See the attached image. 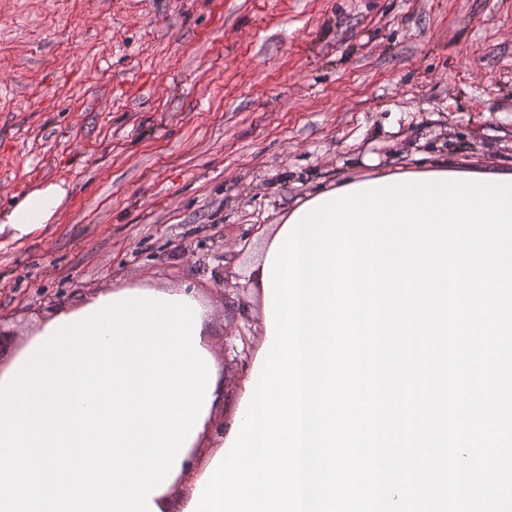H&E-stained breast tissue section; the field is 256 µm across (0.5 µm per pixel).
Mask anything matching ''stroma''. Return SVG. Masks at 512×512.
<instances>
[{
    "label": "stroma",
    "instance_id": "obj_1",
    "mask_svg": "<svg viewBox=\"0 0 512 512\" xmlns=\"http://www.w3.org/2000/svg\"><path fill=\"white\" fill-rule=\"evenodd\" d=\"M443 158L512 166V0H0V207L70 187L53 224L0 236V350L158 280L257 354L250 268L288 207Z\"/></svg>",
    "mask_w": 512,
    "mask_h": 512
}]
</instances>
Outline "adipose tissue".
I'll return each instance as SVG.
<instances>
[{"instance_id":"1","label":"adipose tissue","mask_w":512,"mask_h":512,"mask_svg":"<svg viewBox=\"0 0 512 512\" xmlns=\"http://www.w3.org/2000/svg\"><path fill=\"white\" fill-rule=\"evenodd\" d=\"M68 196V186L62 181H51L41 184L24 193L4 210L0 211V235L11 240L22 241L40 231L45 225L52 223L60 212ZM114 288H99L80 302L58 307L42 318L28 331L20 341L16 351L4 362L0 363V378L9 373L23 352L48 331L51 323L61 317L83 312L89 306L97 304L101 299L114 295ZM201 321L200 345L214 361L217 380L211 395V406L204 418L203 426L198 431L180 463V469L161 494L152 498L159 512H185L190 504L198 480L204 475L209 462L199 456L204 448L219 449L224 446L227 436L217 426V416L224 408V363L215 344V324L209 305H202L199 316Z\"/></svg>"}]
</instances>
